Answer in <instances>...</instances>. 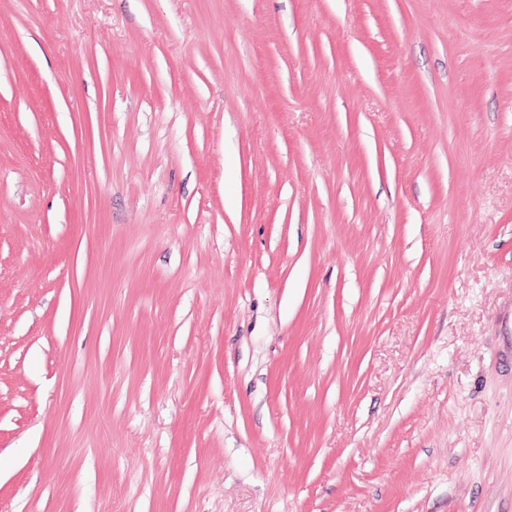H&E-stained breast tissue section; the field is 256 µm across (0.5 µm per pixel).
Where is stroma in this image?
Listing matches in <instances>:
<instances>
[{
	"instance_id": "1",
	"label": "stroma",
	"mask_w": 512,
	"mask_h": 512,
	"mask_svg": "<svg viewBox=\"0 0 512 512\" xmlns=\"http://www.w3.org/2000/svg\"><path fill=\"white\" fill-rule=\"evenodd\" d=\"M0 512H512V0H0Z\"/></svg>"
}]
</instances>
